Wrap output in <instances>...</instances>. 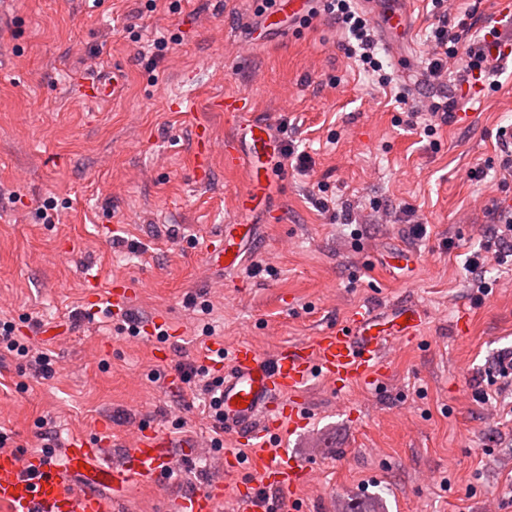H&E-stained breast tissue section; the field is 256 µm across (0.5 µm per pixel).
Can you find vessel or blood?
<instances>
[{"label": "vessel or blood", "mask_w": 512, "mask_h": 512, "mask_svg": "<svg viewBox=\"0 0 512 512\" xmlns=\"http://www.w3.org/2000/svg\"><path fill=\"white\" fill-rule=\"evenodd\" d=\"M264 18L269 27L281 28L283 19L301 21L314 0H274ZM490 61L512 62V27L498 30L487 47ZM241 142H227L225 158L235 162L246 151L251 191L238 198L237 207L252 209L261 187L260 166L278 149L270 125L250 120L241 127ZM221 243L208 253L219 271L238 267L248 254L251 228L228 224ZM422 312L406 307L381 318L365 307L351 311L346 325L329 329L311 342L280 349L267 356L254 344H225L223 378L224 428L254 441L261 458V484L288 493L308 474L306 467L281 448L278 437L284 421L299 424L309 408L302 394L315 375L344 390L375 382L386 364L389 348L418 336ZM177 467L174 454L155 428L140 429L120 461L110 460L101 441L73 437L62 459L36 451L22 458L0 449V512H112L113 499L83 490L82 481L120 490L129 483L159 484ZM222 488L196 491L176 503L177 512H219Z\"/></svg>", "instance_id": "1"}]
</instances>
